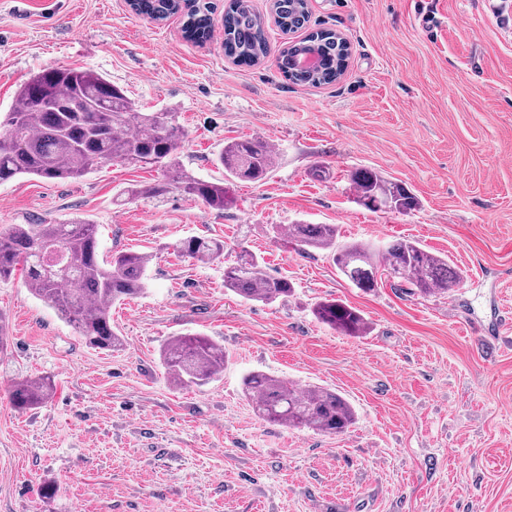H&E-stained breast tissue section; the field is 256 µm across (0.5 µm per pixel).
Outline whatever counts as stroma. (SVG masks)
<instances>
[{
	"label": "stroma",
	"mask_w": 512,
	"mask_h": 512,
	"mask_svg": "<svg viewBox=\"0 0 512 512\" xmlns=\"http://www.w3.org/2000/svg\"><path fill=\"white\" fill-rule=\"evenodd\" d=\"M309 30L347 38L343 76L286 81L274 53L254 66L202 44L179 15L155 22L127 0H0V121L31 75L81 67L138 108L176 109L180 162L220 182L225 143L260 137L274 162L259 183L231 185L214 210L171 194L123 198L161 171L109 162L79 179L0 184V224L97 226L100 255L148 253L143 294L114 304L124 345L88 348L23 271L0 282V512H512V0H309ZM330 176H312L313 165ZM369 168L419 200L409 214L356 201L351 171ZM286 224H333L342 243L414 239L447 256L464 281L410 296L383 280L354 288L330 253L286 247ZM189 236L222 239L221 257L178 256ZM248 249L287 277L291 296L248 302L224 268ZM336 300L367 335L318 321ZM182 333L223 347L208 384L170 385L163 344ZM263 371L336 391L355 409L323 435L261 419L242 379ZM51 377L38 409L11 385ZM56 494L41 495L45 484Z\"/></svg>",
	"instance_id": "obj_1"
}]
</instances>
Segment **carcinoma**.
I'll return each instance as SVG.
<instances>
[{
    "label": "carcinoma",
    "mask_w": 512,
    "mask_h": 512,
    "mask_svg": "<svg viewBox=\"0 0 512 512\" xmlns=\"http://www.w3.org/2000/svg\"><path fill=\"white\" fill-rule=\"evenodd\" d=\"M131 9L153 21L182 15L185 39L202 43L210 37L209 0H131ZM270 14L282 35L305 27L308 0H272ZM311 50L318 57L312 69L295 66V56ZM270 45L266 19L250 0H231L224 11V55L239 64L255 65L267 58ZM351 56L346 37L317 30L284 42L277 67L293 84L322 86L336 82ZM185 130L171 109L142 112L102 74L83 68H51L33 75L17 92L0 124V183L28 175L44 179H75L99 165L118 161L131 167L159 166L164 178L128 191L132 196L160 198L175 191L222 210L233 203L230 187L196 177L180 163L178 148ZM231 182L258 183L272 167L270 144L251 137L224 145L217 157ZM350 181L366 208L408 214L417 198L401 183L370 169H356ZM288 242L298 250H327L340 272L361 291L379 285L382 275L422 297L445 295L459 287L463 276L448 259L417 242L397 240L383 248L338 243L334 224H290ZM176 251L199 261L224 253V243L206 237L182 239ZM151 262L147 253L119 251L110 263L100 259L97 226L70 224H10L0 227V282L24 267L31 292L56 308L85 343L112 351L122 345L112 330L110 308L119 300L145 290L143 276ZM224 288L247 301L271 304L287 297L293 284L263 270L262 261L244 249L224 268ZM317 319L345 336H363L367 325L355 309L335 300L315 308ZM168 378L175 387L201 386L224 369V351L210 338L195 334L172 337L161 351ZM54 391L48 377L17 381L9 397L19 410L46 403ZM243 391L258 415L269 422L318 433L340 434L355 422L351 405L335 392L300 388L262 373L243 380Z\"/></svg>",
    "instance_id": "carcinoma-1"
}]
</instances>
